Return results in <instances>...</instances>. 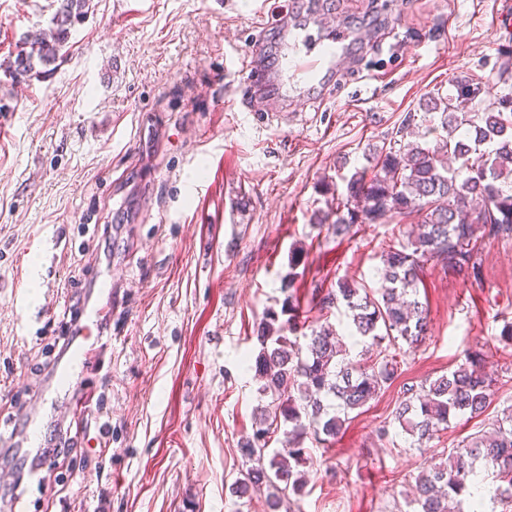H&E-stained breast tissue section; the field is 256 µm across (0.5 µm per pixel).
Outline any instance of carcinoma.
<instances>
[{"label": "carcinoma", "mask_w": 512, "mask_h": 512, "mask_svg": "<svg viewBox=\"0 0 512 512\" xmlns=\"http://www.w3.org/2000/svg\"><path fill=\"white\" fill-rule=\"evenodd\" d=\"M56 6L49 32L22 40L6 72L14 80L29 81L60 58L75 22L83 19L89 0H53ZM476 92L455 98L430 97L426 112H439L447 136L430 146L414 130L408 115L400 133L416 137L398 151H381L374 164L355 171L347 181V196L324 214L337 237L354 234L364 224L393 215L419 217L418 233L388 246L379 271L378 296L361 294L346 279L310 303L320 309L345 305L352 335L365 351L376 349L363 363L350 357L329 324L310 326L299 320L301 299L295 268L304 263V250L295 249L282 278L280 309L269 307L257 328L261 352L254 366L263 379L265 404L252 435L238 442L250 463L235 482V494L244 498L265 488L272 512H279L281 494L299 495L307 483L310 439L324 447L340 434L351 412L366 406L391 384L397 370L398 341L414 347L428 327L427 308L419 300V274L435 262L444 268L477 270L475 247L484 236L512 239V94L479 110ZM461 162L448 165V158ZM493 378L481 354L475 352L454 370L420 384H404L393 421L420 448L457 416L478 417L490 403ZM280 435V447L269 449ZM494 474L489 498L475 496L477 474ZM468 510H463V504ZM413 512H496V505L512 506V407L502 411L489 431H479L452 451L448 459L416 478L408 499Z\"/></svg>", "instance_id": "1"}]
</instances>
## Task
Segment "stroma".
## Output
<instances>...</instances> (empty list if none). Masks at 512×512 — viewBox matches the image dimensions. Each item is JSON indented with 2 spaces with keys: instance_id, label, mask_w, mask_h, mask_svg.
<instances>
[{
  "instance_id": "1",
  "label": "stroma",
  "mask_w": 512,
  "mask_h": 512,
  "mask_svg": "<svg viewBox=\"0 0 512 512\" xmlns=\"http://www.w3.org/2000/svg\"><path fill=\"white\" fill-rule=\"evenodd\" d=\"M319 0H92L63 60L27 83L0 69V439L26 426L64 354L71 297L112 275L102 325L111 344L72 392L103 399L76 427L75 449L52 450L42 425L45 485L22 449L0 451V512H268L265 492L237 498V443L251 434L261 382L248 368L264 311L279 307L293 249L307 257L301 294L348 279L369 292L388 246L410 222L389 217L343 240L316 224L345 194V176L401 148L407 114L439 127L423 99L459 84L483 99L511 90L499 20L512 0H331L356 40L343 88L301 104L272 96L246 107V65L274 66L277 30L258 18L290 10L316 27ZM52 0H0V65L23 36L46 29ZM480 275L425 264L429 330L399 353L389 388L351 413L331 448L310 444L303 493L280 512H407L416 476L512 405V239L483 238ZM25 309H18V302ZM484 353L493 401L451 420L426 451L393 421L403 383ZM388 425V437L378 429Z\"/></svg>"
}]
</instances>
